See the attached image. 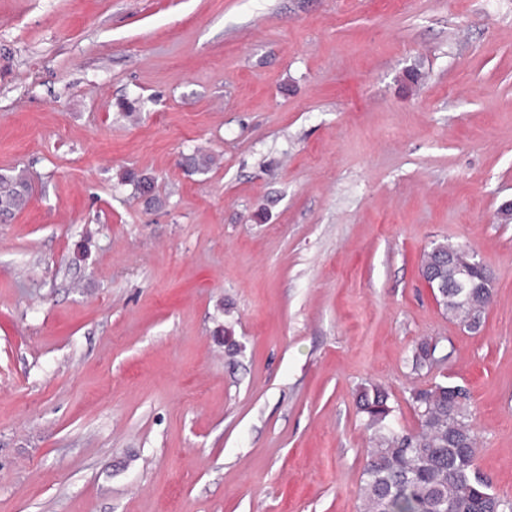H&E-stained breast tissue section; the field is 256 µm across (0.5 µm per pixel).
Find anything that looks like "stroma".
Listing matches in <instances>:
<instances>
[{"label": "stroma", "instance_id": "35a3bbf8", "mask_svg": "<svg viewBox=\"0 0 512 512\" xmlns=\"http://www.w3.org/2000/svg\"><path fill=\"white\" fill-rule=\"evenodd\" d=\"M12 169L0 512H360L359 388L410 429L436 382L512 499V0H0ZM435 242L485 264L479 330ZM26 175L22 172L0 173V214L10 215L26 207L29 202ZM467 245L436 243L424 254L421 269L436 302L468 330H478L492 296L491 279L483 266L470 264ZM464 281V288L457 283Z\"/></svg>", "mask_w": 512, "mask_h": 512}]
</instances>
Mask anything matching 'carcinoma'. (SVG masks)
Here are the masks:
<instances>
[{
	"instance_id": "cac0c4a2",
	"label": "carcinoma",
	"mask_w": 512,
	"mask_h": 512,
	"mask_svg": "<svg viewBox=\"0 0 512 512\" xmlns=\"http://www.w3.org/2000/svg\"><path fill=\"white\" fill-rule=\"evenodd\" d=\"M28 202L26 175L1 172L0 214ZM421 268L439 306L468 330H478L492 296L491 279L484 267L471 264L468 246L436 243ZM437 353L438 342H419L415 366L435 365ZM411 400L417 426L399 430L385 388L371 385L360 392L358 407L371 442L360 486L362 512H490L508 503L475 467L477 439L466 391L436 383L413 390Z\"/></svg>"
}]
</instances>
